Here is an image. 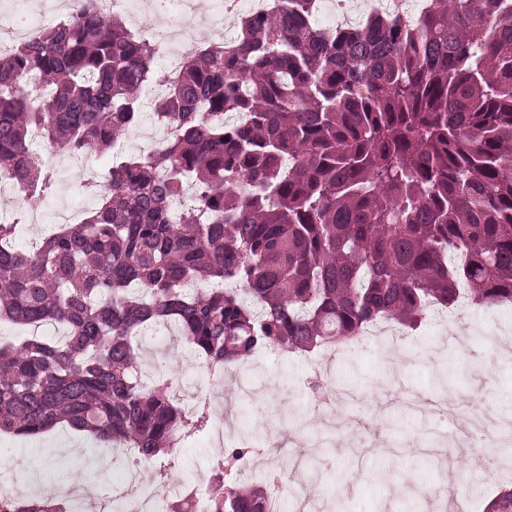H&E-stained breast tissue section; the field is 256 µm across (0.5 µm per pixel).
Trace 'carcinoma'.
I'll use <instances>...</instances> for the list:
<instances>
[{"instance_id": "obj_1", "label": "carcinoma", "mask_w": 512, "mask_h": 512, "mask_svg": "<svg viewBox=\"0 0 512 512\" xmlns=\"http://www.w3.org/2000/svg\"><path fill=\"white\" fill-rule=\"evenodd\" d=\"M317 2L272 0L234 39L195 42L153 102L158 146L89 171L79 223L30 251L13 244L21 219H0V321L65 332L0 341V434L65 423L115 459L173 454L212 414H185L173 378L143 379L136 338L157 324L218 376L262 349L414 329L463 299L512 304V0H424L415 22L332 31L313 25ZM163 51L82 0L0 53V175L40 200L52 155L112 150ZM26 73L47 88L36 103ZM189 184L193 203L173 210ZM257 455L245 442L212 462L210 512H267L282 480L243 481ZM192 499L185 480L168 512ZM0 512L70 510L35 497ZM486 512H512V487Z\"/></svg>"}]
</instances>
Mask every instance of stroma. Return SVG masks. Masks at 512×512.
<instances>
[{
    "label": "stroma",
    "mask_w": 512,
    "mask_h": 512,
    "mask_svg": "<svg viewBox=\"0 0 512 512\" xmlns=\"http://www.w3.org/2000/svg\"><path fill=\"white\" fill-rule=\"evenodd\" d=\"M54 164L60 179L44 201H29L9 184L0 187V216H23L17 235L22 248L38 246L55 230L57 203L66 192L76 190L87 169L102 172L111 167L112 156L78 161L61 154ZM509 337L512 308L463 306L443 311L433 325L404 330L397 340L385 335L363 337L338 349H325L323 370L353 386L358 399L345 411L329 408L320 421L303 386L311 371L307 354L252 357L247 370L263 379L264 389L243 398L236 376L209 377L198 354L174 328L149 331L138 347L143 373L175 377L183 403L207 398L211 408L223 409L239 426L260 437L264 453L256 457L251 478L265 476L277 449L293 452L307 447L304 428L319 421L331 442L334 467L322 486L318 512H404L409 500L416 501V512H445L446 499L434 495L445 476L464 489L463 512H484L499 484L512 482V447L483 449V458H495V465L473 467L462 449L464 432L459 425L407 410L403 398L409 391L449 396L462 415L478 408L489 416H512V354L495 352L497 342ZM352 429L369 434L371 447L348 446L346 433ZM102 446L93 434L65 424L33 440L2 435L0 468L10 470L20 487L38 486L43 495L64 484L95 487L107 477L123 483L124 469L103 456ZM221 454L209 433H202L180 448L168 478L179 484L190 472L195 481L207 479L210 461ZM87 458L93 461L90 475L80 467ZM381 465L393 469L390 483L368 479V471Z\"/></svg>",
    "instance_id": "obj_1"
}]
</instances>
